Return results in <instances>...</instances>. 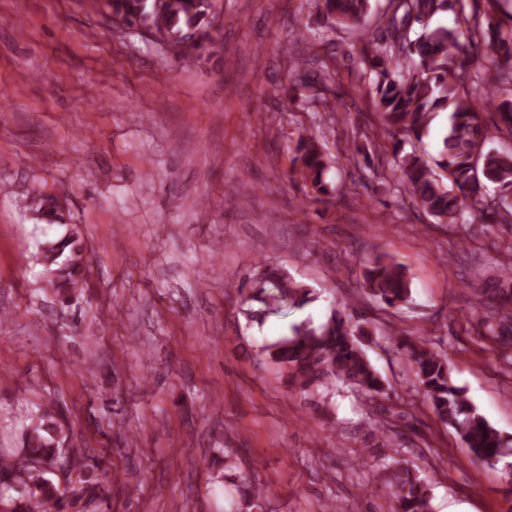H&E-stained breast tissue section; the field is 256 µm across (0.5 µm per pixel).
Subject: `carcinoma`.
<instances>
[{
	"label": "carcinoma",
	"mask_w": 512,
	"mask_h": 512,
	"mask_svg": "<svg viewBox=\"0 0 512 512\" xmlns=\"http://www.w3.org/2000/svg\"><path fill=\"white\" fill-rule=\"evenodd\" d=\"M488 5L479 13L478 2ZM472 5L466 12V4ZM112 19L146 29L172 53L189 56L214 42L212 0H163L156 11L154 0H106ZM318 13L328 27H362L369 16L371 0H318ZM456 15L455 28L436 25L433 19L448 10ZM501 0H389L375 32L364 31L361 46L363 75L379 123L390 138L395 154L397 181L417 208L439 223H465V216L486 217L497 224H512V150L486 148L491 132L512 137V97L499 100L498 122H482L480 103L491 87L512 85V28L496 19ZM413 22L420 26L415 37L399 30ZM480 38L487 64L473 67L471 44ZM448 112V129L440 143L439 158L431 164L415 153H401L403 138L422 139L436 113ZM291 171L316 193L328 195L336 188L323 180L326 162L323 144L314 137L300 138L289 148ZM498 195L486 198L487 184ZM42 258L54 267V287L61 296L84 284L85 256L71 228L60 238L43 245ZM362 287L378 302L393 307L409 301L411 282L400 263L377 255L360 260ZM271 299L302 307L311 302V290L284 275L264 277L254 289L260 301L265 285ZM348 305L332 311L318 328L301 323L292 334L265 348L273 362L288 370L301 394L319 386H347L371 397L387 391L383 380L365 356L364 339L372 330L346 313ZM489 319L501 327L512 324L509 304L493 311ZM412 366L418 387L429 400L433 413L455 431L462 447L489 462L512 455V440L503 436L478 412L463 388L450 376L443 351L431 340L416 336L398 341ZM54 428L46 412L32 422L18 454L0 455V512H35L45 502L49 512H62L65 503L102 498L104 490L87 479L86 458L79 452L67 455L55 444ZM60 462L68 480L60 486L45 477ZM389 488L397 512H432L430 490L418 471L398 460L387 465ZM23 485L26 495L14 499L8 489Z\"/></svg>",
	"instance_id": "obj_1"
}]
</instances>
